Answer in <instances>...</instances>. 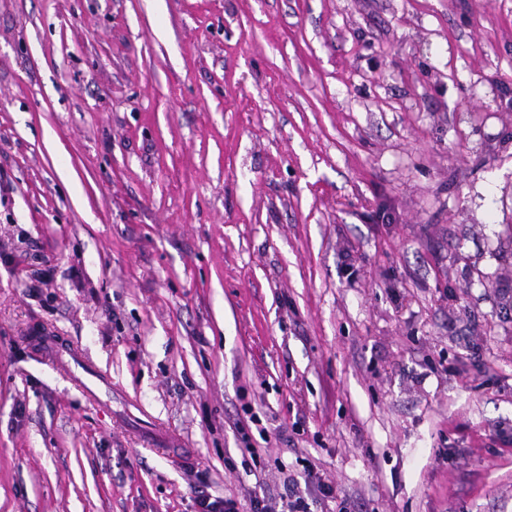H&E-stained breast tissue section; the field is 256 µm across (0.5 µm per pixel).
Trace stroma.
Here are the masks:
<instances>
[{
	"mask_svg": "<svg viewBox=\"0 0 512 512\" xmlns=\"http://www.w3.org/2000/svg\"><path fill=\"white\" fill-rule=\"evenodd\" d=\"M307 466L512 512V0H0V512Z\"/></svg>",
	"mask_w": 512,
	"mask_h": 512,
	"instance_id": "35a3bbf8",
	"label": "stroma"
}]
</instances>
